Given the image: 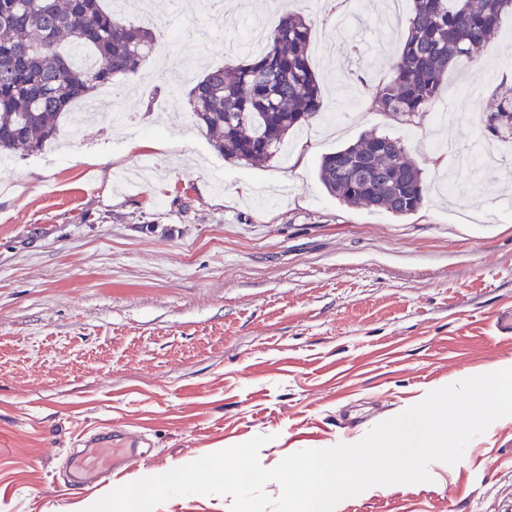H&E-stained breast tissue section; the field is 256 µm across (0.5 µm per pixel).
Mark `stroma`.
<instances>
[{"mask_svg": "<svg viewBox=\"0 0 512 512\" xmlns=\"http://www.w3.org/2000/svg\"><path fill=\"white\" fill-rule=\"evenodd\" d=\"M195 76L286 11L311 29L323 110L263 165L224 159L194 123L191 83L171 90L146 61L120 109L60 157L17 152L0 168V512H84L143 472L264 435V468L303 449L361 440L434 389L512 368V142L462 124L512 71V13L449 67L433 112L376 110L411 0H249L235 25L147 0ZM403 141L427 189L396 217L347 206L318 177L361 135ZM117 424L150 456L121 479L73 477L70 452ZM431 482L381 486L341 512H506L512 416Z\"/></svg>", "mask_w": 512, "mask_h": 512, "instance_id": "stroma-1", "label": "stroma"}]
</instances>
